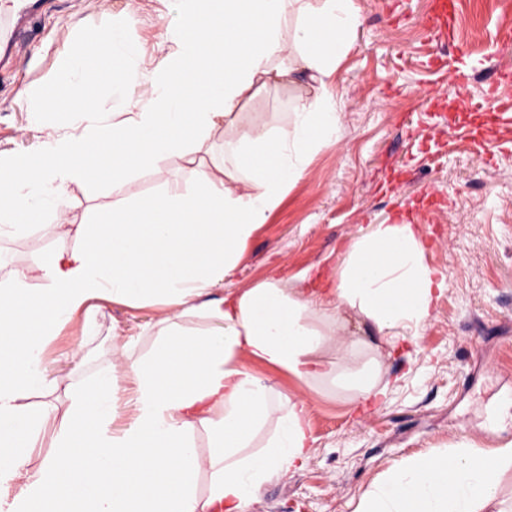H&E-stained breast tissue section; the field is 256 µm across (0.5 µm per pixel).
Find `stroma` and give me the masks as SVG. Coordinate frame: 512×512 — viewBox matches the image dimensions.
<instances>
[{
  "label": "stroma",
  "mask_w": 512,
  "mask_h": 512,
  "mask_svg": "<svg viewBox=\"0 0 512 512\" xmlns=\"http://www.w3.org/2000/svg\"><path fill=\"white\" fill-rule=\"evenodd\" d=\"M356 3L355 48L331 89L342 138L313 156L224 285L243 289L273 278L301 286L306 274L333 272L352 238L406 203L430 228L426 260L444 274L447 288L426 326L387 361V398L361 412L351 411L340 388L253 364L281 398L308 400L315 444L303 468L274 475L245 512H355L362 493L410 456L460 442L490 456L512 442V83L488 91L489 72L512 67V47L497 42L512 8L489 11L480 0H456V46L445 51L421 33L430 0ZM394 12L399 20H391ZM120 21L148 70L117 92L101 80L97 63H88L79 79L94 93L96 111L29 112V92L56 79L76 35ZM177 23L176 0H50L24 28L13 64L0 68V157L39 152L50 137L92 129L103 118L126 120L125 99L152 98V73L166 64L172 52L166 33ZM439 55L447 67L470 68L465 88L430 67ZM319 92L304 76L294 86L269 84L246 99L241 119L287 128L295 98ZM174 183L193 187V167L178 155L119 184H73L68 218L85 222L98 205L154 196ZM426 186L438 193V206H420ZM71 245L41 224L0 237V278ZM161 313L157 304L105 301L88 332L75 316L48 343L47 386L29 405L66 408L70 389L92 381L111 361L114 338H135L132 358L148 355L155 344L150 329Z\"/></svg>",
  "instance_id": "stroma-1"
}]
</instances>
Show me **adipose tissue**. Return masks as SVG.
<instances>
[{"instance_id": "ef3b65f1", "label": "adipose tissue", "mask_w": 512, "mask_h": 512, "mask_svg": "<svg viewBox=\"0 0 512 512\" xmlns=\"http://www.w3.org/2000/svg\"><path fill=\"white\" fill-rule=\"evenodd\" d=\"M180 4L168 64L152 98L129 103L126 122L53 137L38 153L0 159V234L53 212L55 234L74 241L0 279V512H244L272 476L303 467L314 443L307 400L282 402L249 363L304 382L341 381L355 406L381 400L385 359L427 324L445 290L425 261L424 225L406 220L372 225L354 239L322 289L286 288L275 279L225 287L284 191L342 130L326 96L298 98L285 130L240 124L238 109L270 83H292L304 72L328 88L353 47L360 12L356 0H322L315 11L304 0ZM290 11L296 22L286 37L281 25ZM88 57L119 86L135 76L140 52L123 29L89 35L83 55L67 63L31 111L45 98L70 112L92 111L77 90ZM218 126L245 174L236 187L199 167L190 191L99 206L90 224L64 218L66 186L118 182L172 152L193 155ZM94 300L162 304L155 349L134 360L131 342L115 341L111 363L64 414L49 405L29 410L27 395L44 388L48 340L76 314L92 320ZM354 322L370 324L386 344L362 364L365 343L353 336ZM120 368L135 388L133 420L116 432ZM271 420L275 435L251 451L255 433ZM201 429L209 439L204 454L194 444ZM47 433L53 452L29 469ZM495 458L484 464L469 443L408 458L364 492L356 512H506L498 485L512 466V445ZM204 472L210 486L202 495L197 480ZM21 475L23 489L3 495Z\"/></svg>"}]
</instances>
